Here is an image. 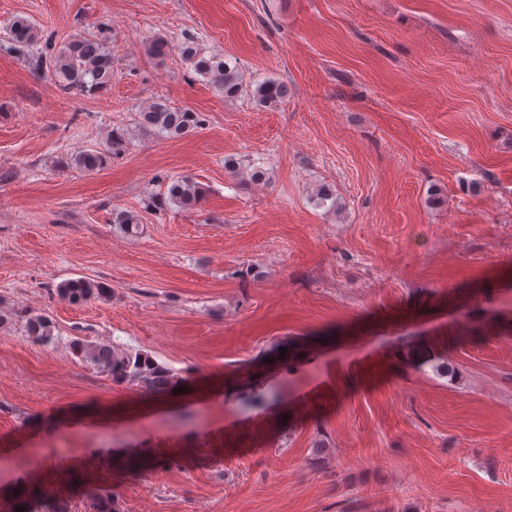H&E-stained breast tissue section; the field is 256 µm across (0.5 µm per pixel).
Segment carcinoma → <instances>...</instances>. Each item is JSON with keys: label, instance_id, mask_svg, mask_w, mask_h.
I'll return each instance as SVG.
<instances>
[{"label": "carcinoma", "instance_id": "1", "mask_svg": "<svg viewBox=\"0 0 512 512\" xmlns=\"http://www.w3.org/2000/svg\"><path fill=\"white\" fill-rule=\"evenodd\" d=\"M12 43L22 49H29L39 41V29L30 19L16 16L6 23ZM177 50L180 58L193 72L209 80L224 92L227 99L237 97L243 90V80L235 67L224 62L220 54L203 52L191 36L173 45L161 37L151 40L148 51L155 57H163L171 50ZM36 65L47 71L63 90H79L87 94L100 92L112 86V47L93 33H84L70 39L63 48L49 56L38 55ZM256 102L264 107H276L288 97V87L278 79L267 78L251 90ZM206 122L199 112L175 108L163 97H158L138 112L139 127L151 130L161 136L174 139L193 132ZM124 135L114 131L107 146L83 150L71 157V164L92 172L102 169L112 156L121 150ZM234 175L258 184L262 182L267 169L261 161H255L240 172L236 165L224 164ZM166 199L180 208L192 211L205 200L206 189L190 177H179L170 181L165 192ZM113 223L123 232L136 236L141 233V217L138 212L121 210L114 213ZM111 289L103 283L86 277L72 278L60 282L55 293L72 304H82L95 299H106ZM25 332L36 343H48L53 336L50 320L42 315L26 318ZM74 349L89 364L111 376L118 384L138 383L146 390L165 393L179 384L171 369L158 363L142 352L121 351L109 344H84L75 342Z\"/></svg>", "mask_w": 512, "mask_h": 512}]
</instances>
